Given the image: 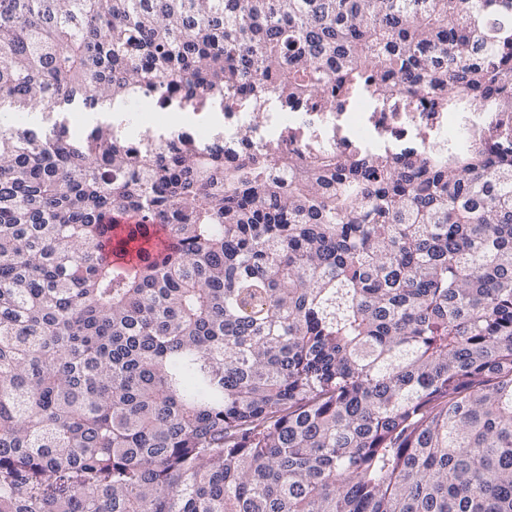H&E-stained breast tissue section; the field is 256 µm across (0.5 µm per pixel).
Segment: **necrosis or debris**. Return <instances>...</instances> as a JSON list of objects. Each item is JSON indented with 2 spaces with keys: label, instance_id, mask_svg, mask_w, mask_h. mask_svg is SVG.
Segmentation results:
<instances>
[{
  "label": "necrosis or debris",
  "instance_id": "necrosis-or-debris-1",
  "mask_svg": "<svg viewBox=\"0 0 512 512\" xmlns=\"http://www.w3.org/2000/svg\"><path fill=\"white\" fill-rule=\"evenodd\" d=\"M321 97L293 103L291 109L243 112L233 102H225L222 111L213 104L193 107V123L178 126L165 112L154 114L152 122H144L139 110H131L126 123L128 133L140 137L149 131L156 143L166 146L178 143L196 151L206 145L216 130H223L229 149L274 159V173H281V161L294 155H305L315 144H325L346 154L354 147L403 145L415 134L426 139H457L493 147L497 140L495 126L467 130L449 122L447 113L436 112L430 103L401 98L393 101L386 111L363 112L351 122H344L342 113L322 109Z\"/></svg>",
  "mask_w": 512,
  "mask_h": 512
}]
</instances>
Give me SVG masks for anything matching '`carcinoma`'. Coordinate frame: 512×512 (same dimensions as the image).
Listing matches in <instances>:
<instances>
[{"label": "carcinoma", "instance_id": "carcinoma-1", "mask_svg": "<svg viewBox=\"0 0 512 512\" xmlns=\"http://www.w3.org/2000/svg\"><path fill=\"white\" fill-rule=\"evenodd\" d=\"M163 86L512 114V0H0V512H512V136L285 185Z\"/></svg>", "mask_w": 512, "mask_h": 512}]
</instances>
